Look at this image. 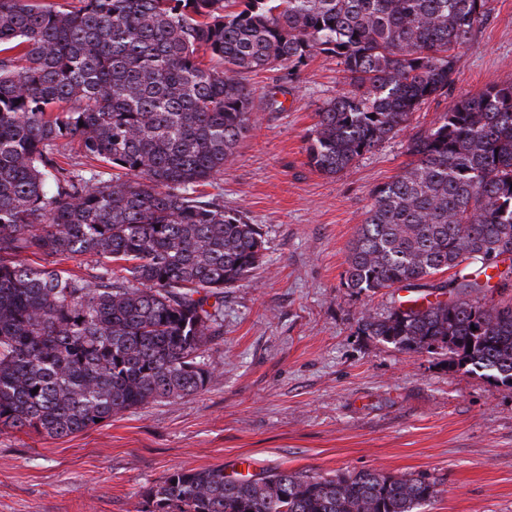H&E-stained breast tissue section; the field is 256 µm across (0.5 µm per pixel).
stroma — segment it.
Returning <instances> with one entry per match:
<instances>
[{"instance_id":"35a3bbf8","label":"stroma","mask_w":512,"mask_h":512,"mask_svg":"<svg viewBox=\"0 0 512 512\" xmlns=\"http://www.w3.org/2000/svg\"><path fill=\"white\" fill-rule=\"evenodd\" d=\"M246 81L259 121L210 192L261 225L266 251L224 295L209 383L67 437L0 430V512H144L145 490L174 470L230 473L243 458L254 473L422 475L438 489L422 512H512V387L363 335L361 312L387 313L392 293L341 283L372 190L409 161L408 133L433 128L461 98L512 83V0H491L446 96L332 177L309 166L305 138L341 87L335 57L317 55L289 79L267 70Z\"/></svg>"}]
</instances>
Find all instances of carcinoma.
Returning <instances> with one entry per match:
<instances>
[{"mask_svg":"<svg viewBox=\"0 0 512 512\" xmlns=\"http://www.w3.org/2000/svg\"><path fill=\"white\" fill-rule=\"evenodd\" d=\"M488 13V0H0V426L65 437L205 389L224 290L266 250L260 225L199 191L257 121L245 74L336 57L343 88L305 146L334 176L448 94ZM406 149L371 194L343 285L444 299L359 325L508 385L512 298L480 295L512 289L498 270L512 255V84L459 100ZM80 257L92 272L60 267ZM437 494L422 475L220 465L173 471L146 512H421Z\"/></svg>","mask_w":512,"mask_h":512,"instance_id":"carcinoma-1","label":"carcinoma"}]
</instances>
